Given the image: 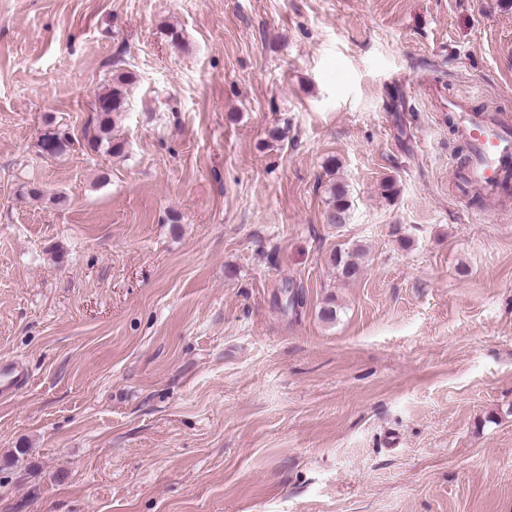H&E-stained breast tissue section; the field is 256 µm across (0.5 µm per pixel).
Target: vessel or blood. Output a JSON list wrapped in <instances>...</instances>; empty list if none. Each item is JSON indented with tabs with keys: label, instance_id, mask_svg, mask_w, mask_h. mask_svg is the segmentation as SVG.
<instances>
[{
	"label": "vessel or blood",
	"instance_id": "obj_1",
	"mask_svg": "<svg viewBox=\"0 0 512 512\" xmlns=\"http://www.w3.org/2000/svg\"><path fill=\"white\" fill-rule=\"evenodd\" d=\"M458 130L468 144V163L453 183L457 198L478 194L484 201H498L512 179V124L492 112L476 113L464 99L448 101ZM27 378L16 366L0 367V396L14 394Z\"/></svg>",
	"mask_w": 512,
	"mask_h": 512
}]
</instances>
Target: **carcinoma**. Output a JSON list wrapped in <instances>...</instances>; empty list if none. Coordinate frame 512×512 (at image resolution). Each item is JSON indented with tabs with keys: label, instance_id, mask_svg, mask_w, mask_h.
I'll return each mask as SVG.
<instances>
[{
	"label": "carcinoma",
	"instance_id": "obj_1",
	"mask_svg": "<svg viewBox=\"0 0 512 512\" xmlns=\"http://www.w3.org/2000/svg\"><path fill=\"white\" fill-rule=\"evenodd\" d=\"M134 76L130 72L117 71L112 80L97 97L96 130L97 133L88 141L90 148L96 152L103 150L107 154L117 156L124 153V143L112 135L114 117L126 111L128 96ZM72 144L68 133L60 129L44 132L38 141L40 151L46 156H57ZM350 201L345 184L336 182L330 189L328 200L327 221L330 224L342 225L349 219ZM362 248L337 249L329 257L330 265L345 280H355L362 272L360 258Z\"/></svg>",
	"mask_w": 512,
	"mask_h": 512
}]
</instances>
